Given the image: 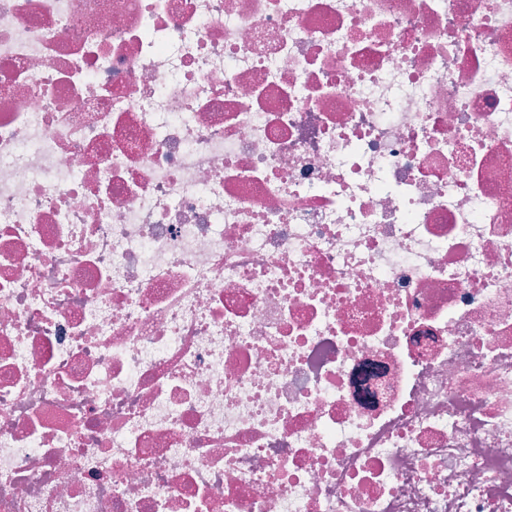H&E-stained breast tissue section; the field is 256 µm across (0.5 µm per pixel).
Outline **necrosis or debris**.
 I'll list each match as a JSON object with an SVG mask.
<instances>
[{
	"instance_id": "necrosis-or-debris-1",
	"label": "necrosis or debris",
	"mask_w": 512,
	"mask_h": 512,
	"mask_svg": "<svg viewBox=\"0 0 512 512\" xmlns=\"http://www.w3.org/2000/svg\"><path fill=\"white\" fill-rule=\"evenodd\" d=\"M0 512H512V0H0Z\"/></svg>"
}]
</instances>
